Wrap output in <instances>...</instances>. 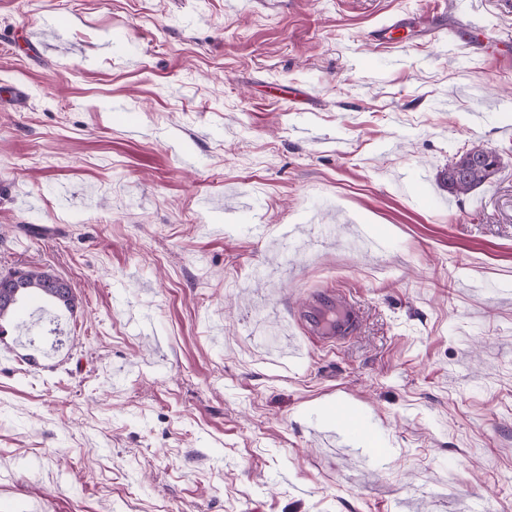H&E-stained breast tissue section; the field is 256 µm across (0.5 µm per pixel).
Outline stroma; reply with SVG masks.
I'll list each match as a JSON object with an SVG mask.
<instances>
[{"instance_id":"obj_1","label":"stroma","mask_w":512,"mask_h":512,"mask_svg":"<svg viewBox=\"0 0 512 512\" xmlns=\"http://www.w3.org/2000/svg\"><path fill=\"white\" fill-rule=\"evenodd\" d=\"M0 87V271L77 301L5 323L0 512H512V0H0ZM468 154H462L448 166L445 172L444 182L448 190L456 194H464L473 188L492 179L498 171V154L480 144L473 145L467 150ZM465 156V160H463ZM456 176L457 181L454 179ZM22 271L23 277L18 282L20 288H0V294L8 292L12 296L9 303L0 302L1 327L3 318L14 309L18 301L28 292L36 291L68 309L73 308L75 300L73 288L64 280L47 271L38 269H25ZM304 320L313 340L330 345L352 336L358 330L361 312L348 296L327 290L314 300ZM331 413L336 418L338 429L347 439L358 442L359 438L371 433L368 418L360 414L354 416L350 408L341 401L332 404Z\"/></svg>"}]
</instances>
